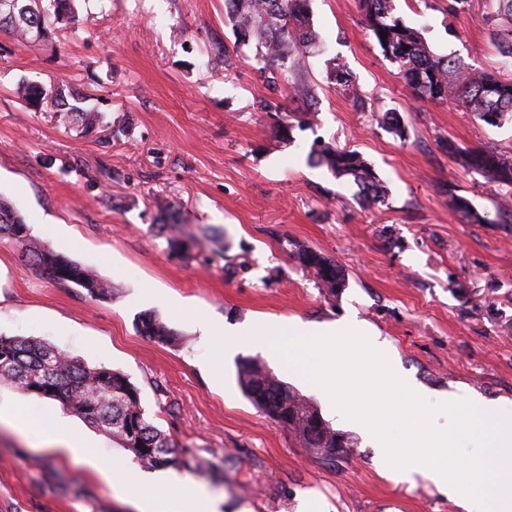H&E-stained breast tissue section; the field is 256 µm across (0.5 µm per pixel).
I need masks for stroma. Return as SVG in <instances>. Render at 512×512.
<instances>
[{
  "label": "stroma",
  "instance_id": "1",
  "mask_svg": "<svg viewBox=\"0 0 512 512\" xmlns=\"http://www.w3.org/2000/svg\"><path fill=\"white\" fill-rule=\"evenodd\" d=\"M394 0L430 49L512 77L494 38L496 0ZM321 47L297 80L314 96L270 95L244 53L225 60L235 35L224 0H76L75 22H54L43 41L0 29V197L20 211L35 242L111 283L92 299L32 274L24 247L0 238V334L34 337L81 361L117 369L138 387L151 421L179 452L207 460L181 470L220 502V512H461L425 477H388L384 452L342 420L328 396L275 350L242 330L276 333L346 317L369 324L400 374L428 401L455 392L512 410V224H469L446 205L447 187L480 209L497 185L458 167L443 148L497 147L512 156V123L493 127L455 100L416 99L364 25L357 0H311ZM348 74V86L330 80ZM53 93L67 85L101 115L85 129L64 107H33L19 84ZM273 99L305 124L272 134L260 106ZM397 113L404 130L381 124ZM358 151L389 190L365 209L356 184L308 164L314 141ZM172 204L170 211L157 200ZM223 228L212 261L171 254L154 227ZM303 243L336 260L347 286L325 297L283 249ZM147 310L179 335L173 345L141 336ZM222 328L224 347L199 324ZM256 357L320 411L351 443L329 463L300 448L242 393L240 360ZM0 512H138L132 498L152 477L111 436L60 403L0 384ZM70 421L85 444L134 469L116 484L81 455L57 450L46 428Z\"/></svg>",
  "mask_w": 512,
  "mask_h": 512
}]
</instances>
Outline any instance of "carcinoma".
I'll use <instances>...</instances> for the list:
<instances>
[{
  "mask_svg": "<svg viewBox=\"0 0 512 512\" xmlns=\"http://www.w3.org/2000/svg\"><path fill=\"white\" fill-rule=\"evenodd\" d=\"M13 14L0 22L25 40L45 38L49 22L74 16L73 0H48L39 7L37 0H11ZM367 29L384 55L397 65L399 74L413 95L442 103L453 95L455 101L478 120L498 127L512 122V78L493 72L477 71L464 61L430 50L420 30L406 25L394 14L393 0H358ZM225 15L232 26L234 48L224 49V65L231 63L230 52L247 47L253 52L254 69L266 87L280 91L288 76L303 67V60L316 46L309 0H224ZM499 46L512 58V0H498ZM263 108L276 111L274 135L290 137L294 125L290 112H279V105L264 101ZM448 156L465 172L479 175L505 190L512 199V158L493 146L463 149L449 140ZM309 164L325 168L333 177L351 178L359 188V202L365 208L386 205L388 188L374 168L353 150H339L329 143L315 142L308 154ZM448 208L459 219L471 224H511L512 207L497 205L495 212L479 211L472 202L446 190ZM166 236L170 252L191 261L198 244L197 234L182 224H158ZM0 236L27 247L28 269L54 282L84 289L92 298H106L112 286L81 266L30 239V228L21 213L0 198ZM289 256L313 275L326 296H336L346 287V276L335 261L294 241L287 242ZM140 335L162 344L176 340L172 331L154 312L141 314ZM237 377L246 397L277 425L292 432L310 455L326 461L336 459L349 448L343 435L324 420L316 406L276 378L257 358L238 364ZM0 382L14 384L26 394L49 399L80 415L86 422L112 436V440L133 455L144 468H165L174 463L172 442L148 417L141 404L139 389L122 372L106 366H89L58 347L40 339L0 334Z\"/></svg>",
  "mask_w": 512,
  "mask_h": 512,
  "instance_id": "obj_1",
  "label": "carcinoma"
}]
</instances>
